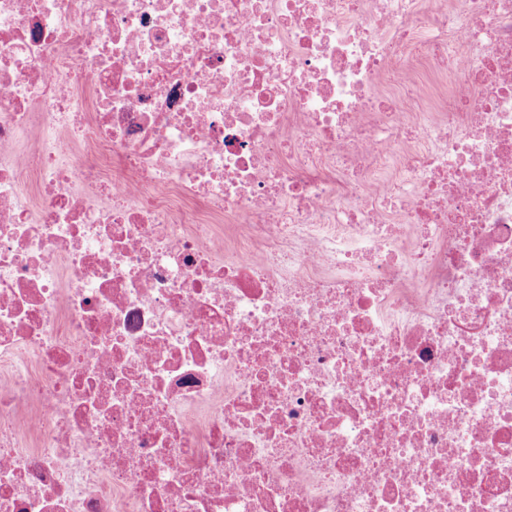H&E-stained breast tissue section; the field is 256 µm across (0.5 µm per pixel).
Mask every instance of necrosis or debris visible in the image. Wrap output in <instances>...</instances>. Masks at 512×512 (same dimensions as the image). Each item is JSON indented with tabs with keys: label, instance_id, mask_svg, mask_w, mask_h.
<instances>
[{
	"label": "necrosis or debris",
	"instance_id": "necrosis-or-debris-1",
	"mask_svg": "<svg viewBox=\"0 0 512 512\" xmlns=\"http://www.w3.org/2000/svg\"><path fill=\"white\" fill-rule=\"evenodd\" d=\"M0 512H512V0H0Z\"/></svg>",
	"mask_w": 512,
	"mask_h": 512
}]
</instances>
